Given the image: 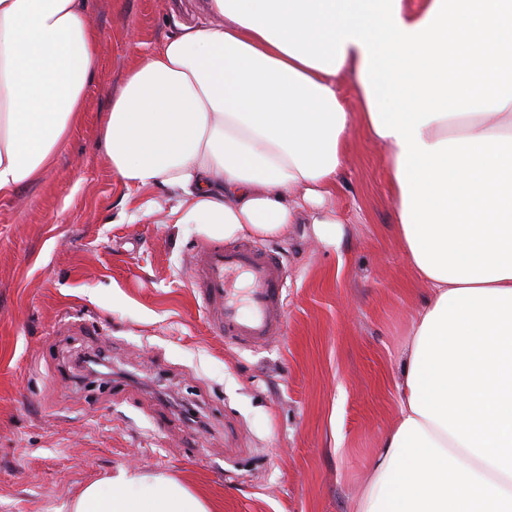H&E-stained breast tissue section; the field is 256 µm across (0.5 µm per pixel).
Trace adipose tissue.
<instances>
[{
  "instance_id": "adipose-tissue-1",
  "label": "adipose tissue",
  "mask_w": 512,
  "mask_h": 512,
  "mask_svg": "<svg viewBox=\"0 0 512 512\" xmlns=\"http://www.w3.org/2000/svg\"><path fill=\"white\" fill-rule=\"evenodd\" d=\"M131 64L103 129L125 186L171 190L176 224L231 237L328 207L353 127L387 149L397 236L429 289L399 414L357 512H512V0H205ZM87 0H0V200L83 119ZM356 83L360 110L340 96ZM72 512H212L177 480L119 469Z\"/></svg>"
}]
</instances>
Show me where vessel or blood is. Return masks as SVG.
Listing matches in <instances>:
<instances>
[{
  "label": "vessel or blood",
  "mask_w": 512,
  "mask_h": 512,
  "mask_svg": "<svg viewBox=\"0 0 512 512\" xmlns=\"http://www.w3.org/2000/svg\"><path fill=\"white\" fill-rule=\"evenodd\" d=\"M246 277L245 298L231 284ZM207 319L225 342L238 347H259L281 334L287 279L282 263L255 245L204 244L196 252L192 281Z\"/></svg>",
  "instance_id": "b4317fda"
}]
</instances>
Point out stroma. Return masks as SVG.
Listing matches in <instances>:
<instances>
[{
	"label": "stroma",
	"mask_w": 512,
	"mask_h": 512,
	"mask_svg": "<svg viewBox=\"0 0 512 512\" xmlns=\"http://www.w3.org/2000/svg\"><path fill=\"white\" fill-rule=\"evenodd\" d=\"M195 0H88L100 33L84 118L35 182L0 201V512H71L118 468L162 473L219 512H352L399 413L396 383L428 296L397 239L387 149L353 128L332 207L256 239L287 275L285 331L225 344L195 297L161 189L129 193L102 130L135 58ZM134 196L135 205L125 202ZM112 372L91 382L79 357Z\"/></svg>",
	"instance_id": "stroma-1"
}]
</instances>
